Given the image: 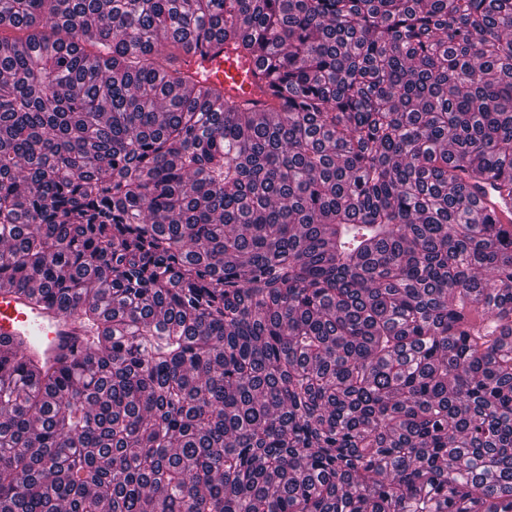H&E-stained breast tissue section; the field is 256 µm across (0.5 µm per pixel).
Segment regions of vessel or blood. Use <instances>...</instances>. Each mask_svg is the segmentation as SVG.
Returning <instances> with one entry per match:
<instances>
[{"label":"vessel or blood","mask_w":512,"mask_h":512,"mask_svg":"<svg viewBox=\"0 0 512 512\" xmlns=\"http://www.w3.org/2000/svg\"><path fill=\"white\" fill-rule=\"evenodd\" d=\"M187 61L190 67H204L211 83L241 101L260 96L251 74H244L233 54L217 42L190 52ZM87 335L78 315L0 291V345L19 350L25 361L53 362L60 354L84 344Z\"/></svg>","instance_id":"obj_1"}]
</instances>
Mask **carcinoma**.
<instances>
[{"label": "carcinoma", "instance_id": "cac0c4a2", "mask_svg": "<svg viewBox=\"0 0 512 512\" xmlns=\"http://www.w3.org/2000/svg\"><path fill=\"white\" fill-rule=\"evenodd\" d=\"M266 64L254 109L184 57ZM0 512H512V0H0ZM87 336L78 315L0 291V349L8 345L19 350L27 363H53L60 354L84 344Z\"/></svg>", "mask_w": 512, "mask_h": 512}]
</instances>
